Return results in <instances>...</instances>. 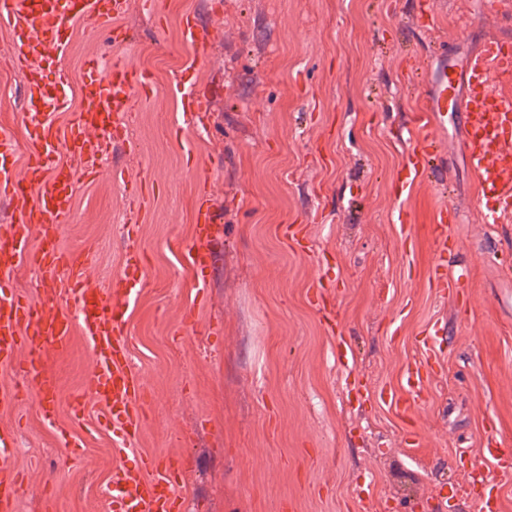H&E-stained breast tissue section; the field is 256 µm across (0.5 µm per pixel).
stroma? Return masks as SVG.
Segmentation results:
<instances>
[{"instance_id": "stroma-1", "label": "stroma", "mask_w": 512, "mask_h": 512, "mask_svg": "<svg viewBox=\"0 0 512 512\" xmlns=\"http://www.w3.org/2000/svg\"><path fill=\"white\" fill-rule=\"evenodd\" d=\"M427 2L426 30L418 0H163L158 15L126 0L125 47L74 26L72 75L84 60L123 57L152 77L128 147L78 181L60 234L65 249L90 251L86 276L108 288L130 217L112 169L149 199L134 225L148 275L128 312L143 419L133 451H115L86 383L91 354L73 335L51 360L55 422L26 397L0 409V429L18 432L14 512H106L113 469L143 456L177 469L182 512H362L367 500L373 512L422 500L430 512H478L482 443L512 450V223H482L455 123L436 131L442 182L404 190L398 173L430 71L487 37L512 45V0ZM189 12L210 42L196 73L212 94L201 130L170 87L190 53L179 33ZM204 189L224 230L198 305L173 244L192 240ZM442 204L459 215L448 270L467 275L462 306L429 285ZM290 224L303 227L291 241L278 233ZM436 322L426 388L400 417L379 394L401 389ZM340 341L353 350L346 368ZM76 396L87 400L78 424ZM63 428L82 440L80 457L61 446Z\"/></svg>"}]
</instances>
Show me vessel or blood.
<instances>
[{
  "instance_id": "1",
  "label": "vessel or blood",
  "mask_w": 512,
  "mask_h": 512,
  "mask_svg": "<svg viewBox=\"0 0 512 512\" xmlns=\"http://www.w3.org/2000/svg\"><path fill=\"white\" fill-rule=\"evenodd\" d=\"M125 0H0V27L13 34L10 59L25 74L19 111L26 143L18 145L10 128L0 127V195L14 212L11 223L0 226V365L16 367L19 387L0 390V407L19 396L35 398L45 419L57 413L58 385L44 356L66 351L74 333H81L92 354L87 382L101 406V424L111 433L118 451L135 444L141 425L142 375L131 363L126 314L145 283L146 272L138 247L125 253L124 271L103 290L90 287L82 255L64 250L59 232L74 210L75 172L59 162L56 145L65 142L84 170L94 175L100 159L124 141L126 120L136 98L148 97V71L121 62L85 61L78 103H71V77L61 64L70 50L71 30L93 20L109 33L117 23ZM182 39L192 53L174 70L170 83L191 125L202 123L210 106L194 75L209 55V40L195 14H187ZM512 73V47L499 40L485 41L461 60L444 62L428 81L427 94L415 110L408 129L413 142L401 170L402 186L428 178L440 148L433 135L447 113H457L461 126L458 144L482 193L492 194L484 220L500 224L512 219V97L494 93L491 74ZM68 113L65 125H56L55 113ZM455 212L441 208L432 232L441 253L455 246L448 231ZM195 234L180 244L184 261L195 274L198 302L208 298L205 277L213 248L222 234L219 210L206 196L194 204ZM38 246H31L32 237ZM21 265L37 269L42 289L37 302L24 298L11 284L10 275ZM431 284L441 295L460 297L464 278L452 276L437 264ZM424 383L420 365L403 376V392H388L386 400L408 412V394ZM16 434L0 430V512H13L19 479L9 464ZM482 457L489 461L496 480H512V453L498 442L486 440ZM173 466L144 457L135 467L113 471L109 512H178L180 497Z\"/></svg>"
}]
</instances>
